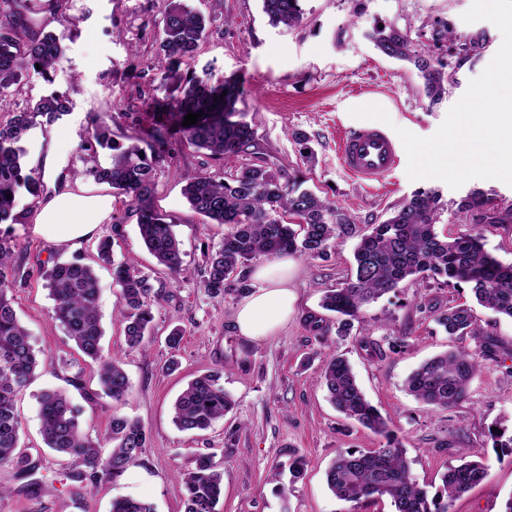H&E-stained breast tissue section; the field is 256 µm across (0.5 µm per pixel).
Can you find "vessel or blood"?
Returning a JSON list of instances; mask_svg holds the SVG:
<instances>
[{"label":"vessel or blood","instance_id":"1","mask_svg":"<svg viewBox=\"0 0 512 512\" xmlns=\"http://www.w3.org/2000/svg\"><path fill=\"white\" fill-rule=\"evenodd\" d=\"M338 153L343 167L353 179L372 185L383 182L399 165L401 144L386 129L367 123L342 136Z\"/></svg>","mask_w":512,"mask_h":512}]
</instances>
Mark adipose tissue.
Wrapping results in <instances>:
<instances>
[{
    "label": "adipose tissue",
    "mask_w": 512,
    "mask_h": 512,
    "mask_svg": "<svg viewBox=\"0 0 512 512\" xmlns=\"http://www.w3.org/2000/svg\"><path fill=\"white\" fill-rule=\"evenodd\" d=\"M112 210V198L92 193L74 180L42 203L34 217L35 231L60 246L74 247L95 235ZM293 265L281 258L255 266L250 291L237 306L234 324L240 337L262 341L287 324L297 296L288 283Z\"/></svg>",
    "instance_id": "ef3b65f1"
}]
</instances>
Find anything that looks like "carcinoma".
<instances>
[{"label": "carcinoma", "instance_id": "carcinoma-1", "mask_svg": "<svg viewBox=\"0 0 512 512\" xmlns=\"http://www.w3.org/2000/svg\"><path fill=\"white\" fill-rule=\"evenodd\" d=\"M300 2L262 0L263 12L273 25L294 26L303 17ZM164 3L161 44L170 63L163 68L162 80L179 93L171 113L174 124L180 127L188 145L211 156L222 158L246 151L253 145L255 132L245 120V113L236 108L244 95V81L231 76L220 85H212L209 67L201 77L181 73V61L193 60L199 53L206 24L181 0ZM29 12L28 0H0V112L10 111L11 89L22 79L36 76L52 82V73L64 57L63 37L35 32ZM369 38L385 56L414 65L424 78L432 105L442 99L457 70L479 56L488 43L483 31L459 34L440 21L434 23L428 45L415 41L410 29L393 23L374 26ZM441 49L445 53H439ZM66 111L65 100L50 94L0 123V223L12 215L21 193L36 196L42 187L41 176L22 164L25 151L21 142L36 126L37 117L52 122ZM199 111L202 117L196 123L183 126L184 116ZM90 124L92 133L84 146L88 151V175L129 199L144 246L159 264L179 272L180 242L171 224L152 205L154 170L162 157L161 147L170 139L171 124L157 123L145 134L130 138L128 144L112 139L111 129L98 114L90 115ZM292 137L301 146L305 164L314 166L317 154L311 138L299 130L292 132ZM100 148L112 151L106 166L97 160ZM184 182L183 195L192 210L212 224L227 226L223 244L205 260L202 286L213 297L247 292L249 284L242 268L257 256L299 253L320 257L338 239L356 233V219L336 202L300 188L282 171L263 164H249L224 176L194 172L186 175ZM443 207L437 190H419L391 207L385 220L369 225L360 234L353 274L325 291L321 300L324 310L336 314L337 335L350 334L353 321L365 305L417 279L465 285L480 305L512 319V263L499 261L486 249L484 236L472 228L453 236L438 232L436 224L440 223ZM458 210L482 224L512 223V208H498L494 198L481 192L462 200ZM16 247L13 239L0 236V467H8L18 478L26 479L33 475L36 465L21 451L22 422L14 401L46 361L38 359L8 298L10 288L24 277L13 262ZM98 256L112 268L120 287L127 347H145L153 320L149 278L136 272L129 261L114 263L112 238L108 236L99 241ZM42 276L54 301V319L84 357L100 364L101 391L113 401L122 402L130 380L118 356L106 358L102 354L104 329L97 308L99 279L94 267L73 257L54 261ZM434 319L455 339L482 335L469 307L452 306L435 314ZM497 343V339L485 335L481 357L495 358ZM480 367L475 354L452 350L414 370L406 380V389L429 407L449 409L468 398ZM321 375L336 409L385 439L372 451L339 452L326 472L329 489L350 504L349 512H361L362 507L383 498L391 501L395 512H451L457 498L487 478L486 466L462 455V463L443 474L441 489L428 495L412 475L402 442L366 400L347 360L331 354ZM39 404L45 445L72 461L69 478L74 482L94 485L102 475H122L139 460L147 445L148 435L142 426L115 415L104 440L112 444V449L104 457L101 440H93L80 430L81 410L64 392L47 390L40 395ZM233 406L224 392L220 372L209 371L192 379L175 400L173 422L182 431H206L224 419ZM183 483L185 512H216L224 496V472L210 456H200L195 469L184 475ZM111 512H154V508L140 499L120 498L112 501Z\"/></svg>", "mask_w": 512, "mask_h": 512}]
</instances>
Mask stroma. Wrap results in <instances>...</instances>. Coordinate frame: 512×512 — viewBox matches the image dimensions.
<instances>
[{
	"instance_id": "35a3bbf8",
	"label": "stroma",
	"mask_w": 512,
	"mask_h": 512,
	"mask_svg": "<svg viewBox=\"0 0 512 512\" xmlns=\"http://www.w3.org/2000/svg\"><path fill=\"white\" fill-rule=\"evenodd\" d=\"M210 19L208 35L192 71L213 63L212 83L239 74L247 86L238 107L255 131L253 154L213 158L188 146L175 135L155 170L153 204L166 216L180 242L182 266L171 273L143 245L137 217L128 198L113 199L112 220L101 225L96 238L72 250L37 234L32 224L39 200L25 194L14 210L15 221L0 223V236L17 244L14 254L27 278L9 297L30 342L48 364L16 398L22 421L21 446L37 463V492H29L7 468H0V512H110L118 498L151 502L155 512H183L185 490L181 475L195 466L199 455L214 454L224 470V498L217 512H347L335 498L325 472L338 452L379 447L381 439L347 420L330 403L321 378L329 354L346 357L366 398L387 418L407 450L419 486L436 491L447 467L461 453L483 461L488 477L458 498L452 512H502L512 498V454L495 448L489 435L495 424L512 428V320L476 305L469 288H453L430 280L407 283L366 306L350 335L338 336L334 314L324 311V291L337 287L353 268L355 238L332 247L327 257L293 255L292 286L295 311L274 337L260 342L239 339L233 313L239 294L210 297L201 286L205 258L221 245L225 227L209 224L195 213L182 194L185 173L221 174L251 164H265L303 179L307 189L335 201L357 219L359 229L386 218L389 208L424 188L439 191L444 203L441 227L448 234L462 231L465 216L458 203L475 191L494 193L499 206H512V186L496 179H473L453 189L438 179L410 180L407 161H400L384 190L375 192L352 181L336 152L338 130L361 124L351 108L381 106L392 123L417 136L435 134L449 109L479 77L502 43L498 28L486 20L464 22L471 0H301V24L271 25L261 0H186ZM38 29L63 36L65 55L53 83L34 77L15 86L14 111L26 110L40 97L56 93L68 113L55 122L38 118L23 141L27 169L41 172L56 148L55 135L66 131L64 167L56 182H45L44 195L86 176L81 149L90 135L88 117L99 113L120 143L148 129L159 115L144 101L169 102L171 88L161 79L168 62L160 48L162 0H32ZM447 22L456 32H486L485 51L465 64L457 81L437 105H430L424 80L413 64L381 54L368 34L375 23H393L420 30L434 21ZM300 130L312 139L318 162L303 164L291 137ZM111 237L115 261L131 260L136 271L154 286V316L146 349H128L121 322L119 287L109 268L98 260L100 238ZM81 254L100 279L98 307L105 336L104 355L119 354L131 383L123 402L105 396L98 385L97 363L83 357L52 318L53 300L42 273L55 258ZM472 306L482 333L498 339L497 357L484 362L473 379L467 400L447 410L433 409L404 389L410 372L422 361L446 350H480V336L448 337L432 312L451 305ZM318 317L320 331L308 319ZM181 327L183 338L170 349L166 337ZM377 343L381 355H371L361 338ZM179 368L167 371L169 359ZM219 369L234 408L208 431L196 434L173 423L172 406L196 375ZM81 374L83 390L69 379ZM62 390L81 409L80 426L91 438L107 433L113 415L138 422L149 441L139 461L117 478H102L83 488L69 478L70 462L43 442L38 416L39 395ZM302 460L301 477L289 466Z\"/></svg>"
}]
</instances>
